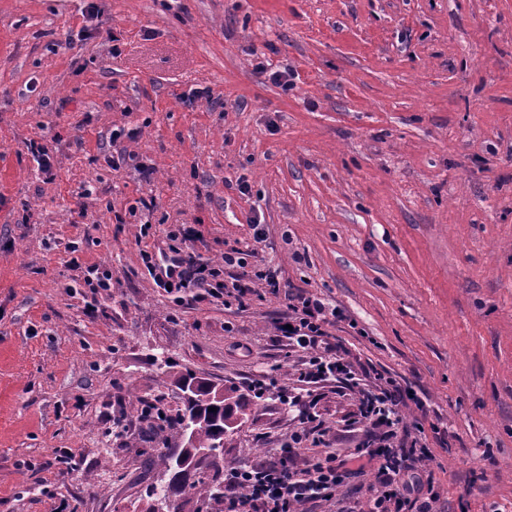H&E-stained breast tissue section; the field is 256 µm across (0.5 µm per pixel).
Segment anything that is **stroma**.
Masks as SVG:
<instances>
[{"label":"stroma","mask_w":512,"mask_h":512,"mask_svg":"<svg viewBox=\"0 0 512 512\" xmlns=\"http://www.w3.org/2000/svg\"><path fill=\"white\" fill-rule=\"evenodd\" d=\"M145 250L240 252L224 281L252 295L174 298ZM298 293L341 312L327 340L357 371L414 393V491L512 512V0H0V512H146L176 440L129 403L181 408L166 357L264 388L217 468L278 455ZM312 412L302 458L354 457L357 392L325 383Z\"/></svg>","instance_id":"35a3bbf8"}]
</instances>
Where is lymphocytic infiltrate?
<instances>
[{
    "mask_svg": "<svg viewBox=\"0 0 512 512\" xmlns=\"http://www.w3.org/2000/svg\"><path fill=\"white\" fill-rule=\"evenodd\" d=\"M242 263V258L232 252L225 253L220 265L190 256L179 261L177 274H166L156 283L175 293L199 288L208 297L220 300L224 297L225 267ZM287 309L289 327L282 335L303 355L300 381L313 387L333 380L360 396V416L369 433L356 459L377 462L378 467L364 506H351L347 512H435L433 493L411 498L399 490L412 464L428 461L431 455L428 448L407 449L399 442L398 407L402 398L394 382H361L351 364L332 353L325 344L326 327L337 311L323 300L296 294L289 296ZM310 435L307 429L293 432L279 455L226 467L224 512H309L315 505H335L340 489L353 472V461L329 455L314 463H299V452Z\"/></svg>",
    "mask_w": 512,
    "mask_h": 512,
    "instance_id": "lymphocytic-infiltrate-1",
    "label": "lymphocytic infiltrate"
}]
</instances>
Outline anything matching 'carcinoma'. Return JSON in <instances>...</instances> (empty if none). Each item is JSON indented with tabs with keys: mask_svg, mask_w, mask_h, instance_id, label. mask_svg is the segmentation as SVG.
Returning <instances> with one entry per match:
<instances>
[{
	"mask_svg": "<svg viewBox=\"0 0 512 512\" xmlns=\"http://www.w3.org/2000/svg\"><path fill=\"white\" fill-rule=\"evenodd\" d=\"M176 384L180 390L187 389L193 395L185 400L184 408L173 417L164 415L156 420L145 416L151 425L156 421L166 424L181 444L160 456L161 470L168 476L167 484L159 491L149 490V496L166 500L172 512H180L179 500L189 496L208 505L224 500L217 488V482L224 480V475L218 472L206 476V458L200 456V452L216 456L224 448V436L233 431L247 406V399L238 390L188 372L176 377Z\"/></svg>",
	"mask_w": 512,
	"mask_h": 512,
	"instance_id": "1",
	"label": "carcinoma"
}]
</instances>
